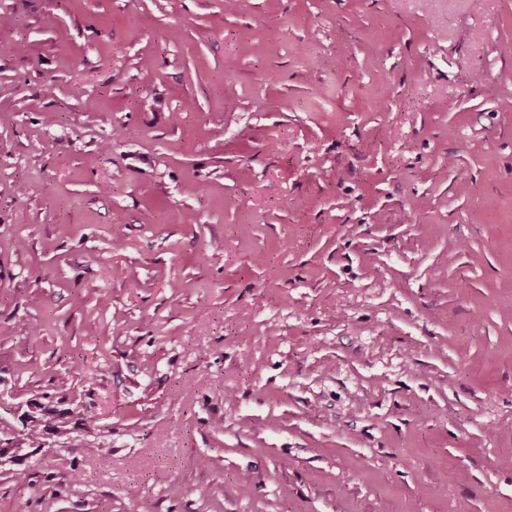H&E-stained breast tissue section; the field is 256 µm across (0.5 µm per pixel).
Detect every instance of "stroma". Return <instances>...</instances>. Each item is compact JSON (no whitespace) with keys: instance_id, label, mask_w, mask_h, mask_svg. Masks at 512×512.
<instances>
[{"instance_id":"stroma-1","label":"stroma","mask_w":512,"mask_h":512,"mask_svg":"<svg viewBox=\"0 0 512 512\" xmlns=\"http://www.w3.org/2000/svg\"><path fill=\"white\" fill-rule=\"evenodd\" d=\"M1 15L0 512H512V0ZM36 407L43 409V413L38 411L28 422L27 426L25 427L23 433H18L17 435L13 436L10 440L17 441L19 437H23V440H27L29 442H35L38 439L41 438L42 432L44 431V416L50 414V409H52L49 406L41 405L38 403H34Z\"/></svg>"}]
</instances>
